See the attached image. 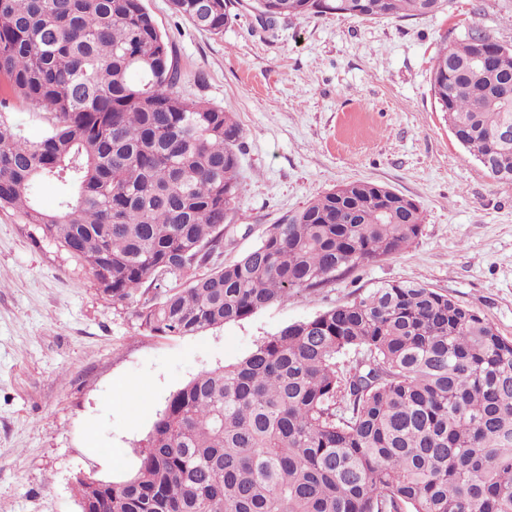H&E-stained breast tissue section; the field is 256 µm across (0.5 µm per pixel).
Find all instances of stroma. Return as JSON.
Segmentation results:
<instances>
[{"label": "stroma", "mask_w": 512, "mask_h": 512, "mask_svg": "<svg viewBox=\"0 0 512 512\" xmlns=\"http://www.w3.org/2000/svg\"><path fill=\"white\" fill-rule=\"evenodd\" d=\"M143 4L176 52L178 94L244 129L221 263L352 182L415 201L421 233L399 254L244 320L155 337L140 329L136 303L112 304L87 269L0 211V512H80L76 476L132 475L173 392L381 284H424L512 339V183L490 178L457 143L430 86L439 50L471 28L512 46V0H450L425 17L306 15L270 29L237 0L220 37L178 17L170 0ZM122 383L137 399L119 393Z\"/></svg>", "instance_id": "35a3bbf8"}]
</instances>
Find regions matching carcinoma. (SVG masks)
Listing matches in <instances>:
<instances>
[{"instance_id":"obj_1","label":"carcinoma","mask_w":512,"mask_h":512,"mask_svg":"<svg viewBox=\"0 0 512 512\" xmlns=\"http://www.w3.org/2000/svg\"><path fill=\"white\" fill-rule=\"evenodd\" d=\"M215 36L231 0H172ZM448 0H253L260 19L327 10L423 16ZM172 44L142 0H0V78L47 113L35 140L0 111V210L88 268L151 336H193L405 250L420 207L349 183L211 269L239 197L244 129L182 98ZM512 48L472 29L431 90L490 177L512 182ZM57 189L42 206L34 189ZM173 276L181 288L164 287ZM358 354L351 365L339 358ZM100 512H512V340L423 284L385 283L289 324L170 395L133 475L76 478Z\"/></svg>"}]
</instances>
